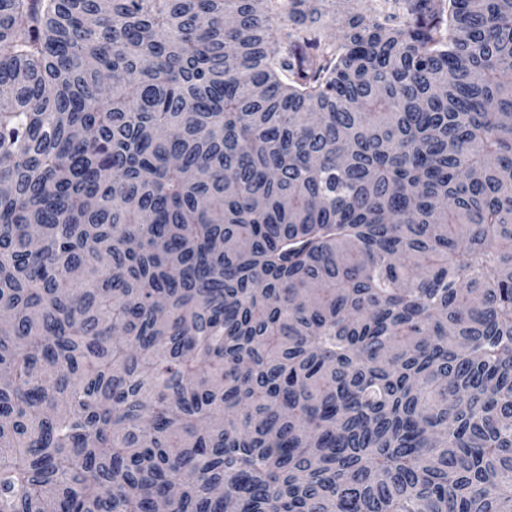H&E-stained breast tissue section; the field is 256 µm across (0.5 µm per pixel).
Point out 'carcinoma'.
I'll return each mask as SVG.
<instances>
[{
    "label": "carcinoma",
    "instance_id": "obj_1",
    "mask_svg": "<svg viewBox=\"0 0 512 512\" xmlns=\"http://www.w3.org/2000/svg\"><path fill=\"white\" fill-rule=\"evenodd\" d=\"M0 319V512H512V0H0Z\"/></svg>",
    "mask_w": 512,
    "mask_h": 512
}]
</instances>
